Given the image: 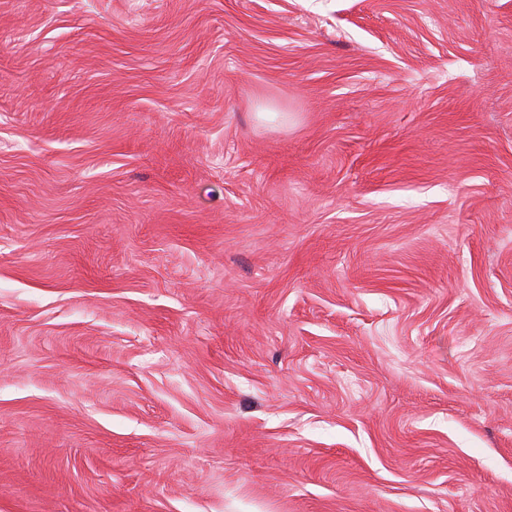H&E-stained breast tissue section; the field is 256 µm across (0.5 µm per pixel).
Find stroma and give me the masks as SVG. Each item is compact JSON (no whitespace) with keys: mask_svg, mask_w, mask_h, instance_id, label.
<instances>
[{"mask_svg":"<svg viewBox=\"0 0 512 512\" xmlns=\"http://www.w3.org/2000/svg\"><path fill=\"white\" fill-rule=\"evenodd\" d=\"M0 512H512V0H0Z\"/></svg>","mask_w":512,"mask_h":512,"instance_id":"35a3bbf8","label":"stroma"}]
</instances>
